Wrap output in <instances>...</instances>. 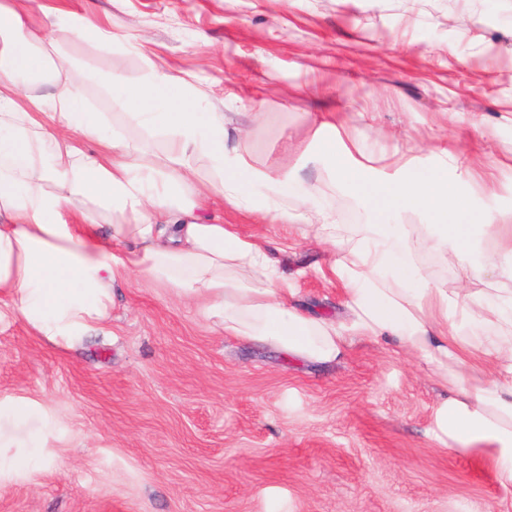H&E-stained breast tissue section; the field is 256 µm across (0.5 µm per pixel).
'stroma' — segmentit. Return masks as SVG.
<instances>
[{"label": "stroma", "instance_id": "stroma-1", "mask_svg": "<svg viewBox=\"0 0 512 512\" xmlns=\"http://www.w3.org/2000/svg\"><path fill=\"white\" fill-rule=\"evenodd\" d=\"M30 20L75 61L87 107L116 113L111 66L135 85L145 57L209 86L245 159L311 184L350 231L372 210L316 161L318 122L393 172L457 153L475 210L512 225V0H30ZM464 13L465 32L448 17ZM498 15L497 24L486 21ZM111 32L74 36L75 19ZM212 215L275 248L297 300L336 318L342 290L324 245L294 225L219 206ZM437 288H511L512 278L413 253ZM448 394L427 365L368 341L318 363L224 335L143 276L119 282L112 318L75 348L52 345L0 302V403L54 418L47 468L0 472V512H512L492 462L451 449Z\"/></svg>", "mask_w": 512, "mask_h": 512}]
</instances>
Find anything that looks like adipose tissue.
<instances>
[{"label":"adipose tissue","mask_w":512,"mask_h":512,"mask_svg":"<svg viewBox=\"0 0 512 512\" xmlns=\"http://www.w3.org/2000/svg\"><path fill=\"white\" fill-rule=\"evenodd\" d=\"M73 69L49 33L0 0V297L14 314L50 343L72 347L106 324L114 285L137 273L199 304L225 335L304 359L338 360L353 338L394 344L447 385L441 437L489 443L499 482L512 485V291L434 287L408 248L414 240L465 262L478 225L497 239L496 257L512 276V226L479 218L447 167L373 176L324 121L314 132L321 155L339 153L337 175L380 217L348 233L292 172L264 177L247 165L243 137L228 135L223 113L204 111L208 89L152 60L135 86L111 71L117 100L160 137L156 147L87 109ZM259 179L273 194L270 222L299 225L303 237L330 247L329 270L344 291L340 318L294 301L265 240L203 218L218 203L254 210L246 187ZM408 210L430 223H388ZM488 324L509 333L480 335ZM50 427L32 400L0 405L11 467L43 459Z\"/></svg>","instance_id":"obj_1"}]
</instances>
